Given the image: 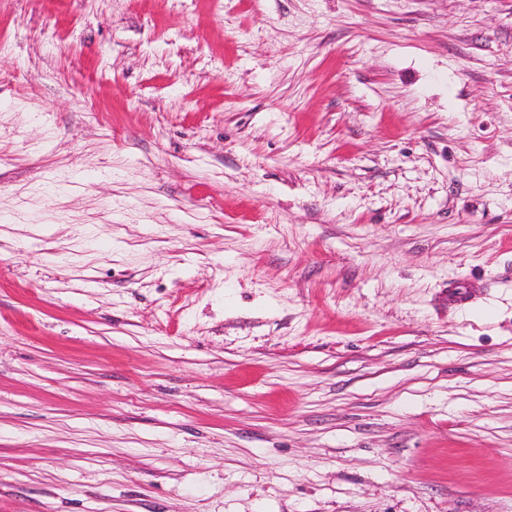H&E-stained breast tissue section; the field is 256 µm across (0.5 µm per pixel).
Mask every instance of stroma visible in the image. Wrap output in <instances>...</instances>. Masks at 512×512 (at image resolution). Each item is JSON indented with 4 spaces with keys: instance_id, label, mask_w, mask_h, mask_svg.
I'll use <instances>...</instances> for the list:
<instances>
[{
    "instance_id": "35a3bbf8",
    "label": "stroma",
    "mask_w": 512,
    "mask_h": 512,
    "mask_svg": "<svg viewBox=\"0 0 512 512\" xmlns=\"http://www.w3.org/2000/svg\"><path fill=\"white\" fill-rule=\"evenodd\" d=\"M0 512H512V0H0Z\"/></svg>"
}]
</instances>
